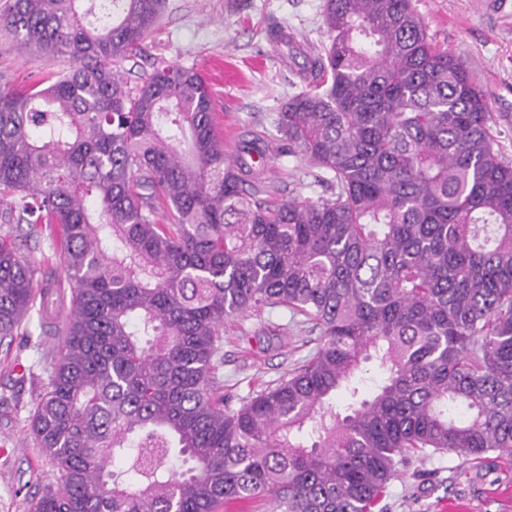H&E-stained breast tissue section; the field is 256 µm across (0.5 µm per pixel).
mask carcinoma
I'll list each match as a JSON object with an SVG mask.
<instances>
[{
    "instance_id": "1",
    "label": "carcinoma",
    "mask_w": 512,
    "mask_h": 512,
    "mask_svg": "<svg viewBox=\"0 0 512 512\" xmlns=\"http://www.w3.org/2000/svg\"><path fill=\"white\" fill-rule=\"evenodd\" d=\"M166 0H13L0 28L71 67L0 90V340L71 286L30 419L55 483L29 512H371L409 452L512 456V165L487 93L412 0H324L328 43L278 113L333 174L275 199L224 153L193 68L130 88L121 64ZM286 307L319 329L288 377L224 410V324ZM382 377L366 392L363 365ZM345 404L336 405L338 395ZM134 456L131 467L114 464Z\"/></svg>"
}]
</instances>
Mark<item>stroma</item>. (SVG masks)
I'll return each instance as SVG.
<instances>
[{"instance_id": "35a3bbf8", "label": "stroma", "mask_w": 512, "mask_h": 512, "mask_svg": "<svg viewBox=\"0 0 512 512\" xmlns=\"http://www.w3.org/2000/svg\"><path fill=\"white\" fill-rule=\"evenodd\" d=\"M324 0H167L165 14L139 50L122 63L129 86L162 64L195 68L218 111L224 150L243 142L278 141L282 105L304 90L299 72L306 54L327 40ZM433 42L458 56L489 95L492 125L505 161L512 163V16L486 13L476 0H415ZM293 36L300 54L268 40L270 29ZM69 63L0 32V86L48 84ZM279 197L331 196L300 154L273 151L263 169ZM319 333L285 307L265 309L226 324L218 376L224 406L235 409L303 364ZM62 339L43 334L38 319L25 333L0 341V512H29V501L55 479L52 465L34 445L30 418L45 389L47 370ZM462 502L470 512H512V461L500 458L476 478L471 464L454 455L413 454L399 465L379 504L380 512H439L442 502Z\"/></svg>"}]
</instances>
